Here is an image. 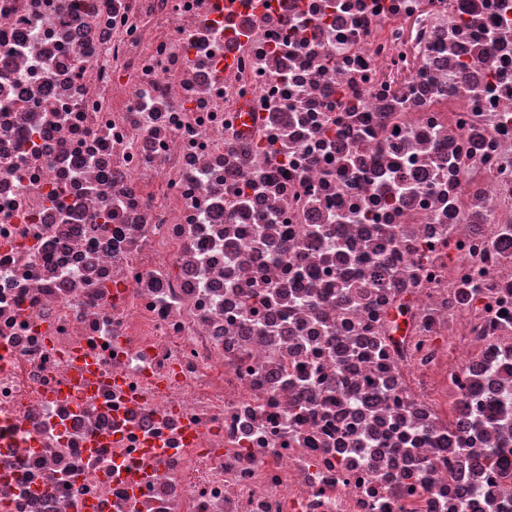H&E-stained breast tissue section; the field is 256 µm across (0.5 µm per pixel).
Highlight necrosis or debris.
<instances>
[{
  "mask_svg": "<svg viewBox=\"0 0 512 512\" xmlns=\"http://www.w3.org/2000/svg\"><path fill=\"white\" fill-rule=\"evenodd\" d=\"M0 512H512V0H0Z\"/></svg>",
  "mask_w": 512,
  "mask_h": 512,
  "instance_id": "1",
  "label": "necrosis or debris"
}]
</instances>
